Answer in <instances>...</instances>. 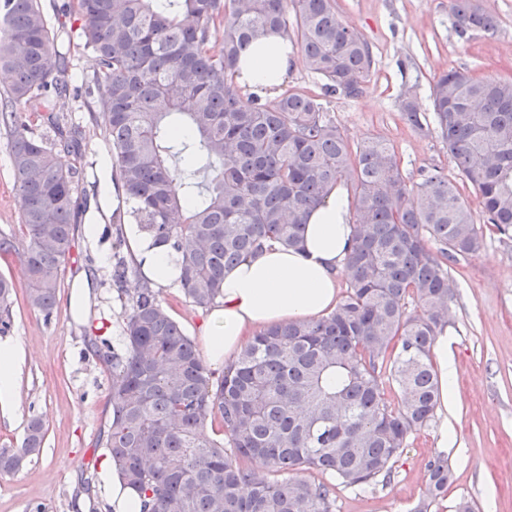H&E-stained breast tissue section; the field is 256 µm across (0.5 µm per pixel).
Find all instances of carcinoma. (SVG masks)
I'll return each instance as SVG.
<instances>
[{"label":"carcinoma","instance_id":"cac0c4a2","mask_svg":"<svg viewBox=\"0 0 512 512\" xmlns=\"http://www.w3.org/2000/svg\"><path fill=\"white\" fill-rule=\"evenodd\" d=\"M63 9L85 19L94 55L82 91L65 78L69 62L53 48L40 0H0V67L12 75L0 125L30 308L52 313L87 205L80 170L63 162L81 157L86 133L58 107L81 93L102 109L112 180L130 205L112 223L129 216L178 253L179 285L198 307L221 295L227 268L270 242L298 245L309 210L339 184L352 189L347 295L328 315L257 334L218 374L147 283L128 295L124 353L90 338L112 370L100 444L123 485L142 512H335L336 486L390 479L409 438L434 418L430 353L454 295L448 261L483 244L458 182L479 196L493 231L512 235V81L466 70L435 81L433 123L460 180L434 169L410 184L388 140L369 136L352 149L330 114L331 100L364 92L372 64L335 0H67ZM451 10L461 41L497 33L480 0H452ZM269 32L299 48L320 92L287 89L246 108L234 67ZM21 105L46 117L50 134L33 136ZM400 110L423 128L413 90ZM13 291L0 274L1 335ZM411 297L421 312L407 311ZM215 422L227 440L206 434ZM44 435L43 421L29 419L22 448L0 450V474L19 470ZM257 459L262 475L245 467ZM427 470L428 494L413 512H429L451 483L444 456ZM306 471L331 481L301 478Z\"/></svg>","mask_w":512,"mask_h":512}]
</instances>
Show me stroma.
<instances>
[{
	"label": "stroma",
	"instance_id": "1",
	"mask_svg": "<svg viewBox=\"0 0 512 512\" xmlns=\"http://www.w3.org/2000/svg\"><path fill=\"white\" fill-rule=\"evenodd\" d=\"M64 0H40L53 24L56 50L70 59L67 79L81 84L94 59L81 38L83 20L62 15ZM343 19L359 30L372 51L365 93L354 100L335 99L330 113L350 145L370 135L394 145L402 176L419 181L434 168L453 173L447 148L433 126L416 130L400 112V96L414 87L423 117L432 115L431 91L443 72L466 69L480 77L512 78V0H481L497 19L498 33L464 42L453 30L450 0H336ZM86 130L82 159L86 184L109 189V201L90 199L80 215L71 256L51 317L31 309L24 299L13 305L6 338L19 342L23 360L17 394L0 405V448H20L30 417H40L46 434L38 453L22 468L0 474V512H113L112 488L99 472L106 450L99 432L107 418L111 371L86 344L101 329L115 349L120 340L122 290L139 287L143 275L130 276L124 288L112 281L116 257L136 259L128 244H117L112 213L124 195L113 186L105 164L104 126L98 107L66 102ZM20 201L8 137L0 128V238L20 241ZM94 233H87V226ZM455 295L448 306V343L456 372V395L448 403V446L436 448V427L412 436L383 485L336 490V512H412L427 494V463L443 452L453 471L447 494L430 512H456L469 501L473 512H512V238L485 231L482 248L450 264ZM88 292L79 306L78 289ZM161 299L193 340H200L205 309L194 306L179 286H166Z\"/></svg>",
	"mask_w": 512,
	"mask_h": 512
}]
</instances>
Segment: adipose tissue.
<instances>
[{"instance_id":"ef3b65f1","label":"adipose tissue","mask_w":512,"mask_h":512,"mask_svg":"<svg viewBox=\"0 0 512 512\" xmlns=\"http://www.w3.org/2000/svg\"><path fill=\"white\" fill-rule=\"evenodd\" d=\"M288 39L270 33L255 41L237 65L235 80L260 96H272L295 66ZM353 216L346 191L335 188L308 218L300 247L274 245L224 273L220 297L208 310L202 329L206 355L220 365L236 356L255 331L274 324L319 318L339 302L352 237ZM131 249L151 282L176 284L179 257L143 236Z\"/></svg>"}]
</instances>
